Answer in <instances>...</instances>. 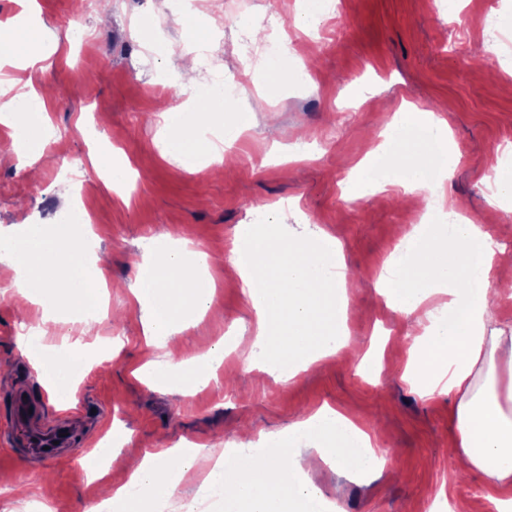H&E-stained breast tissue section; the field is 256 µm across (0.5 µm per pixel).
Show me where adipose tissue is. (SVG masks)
I'll use <instances>...</instances> for the list:
<instances>
[{
  "mask_svg": "<svg viewBox=\"0 0 512 512\" xmlns=\"http://www.w3.org/2000/svg\"><path fill=\"white\" fill-rule=\"evenodd\" d=\"M224 101L223 87L203 91L191 112L163 111L174 135L166 143L171 154L195 148L190 134L203 116ZM0 122L12 128V148L25 165L42 157L45 128L43 104L34 92L14 95L0 109ZM384 140L357 172L379 188L400 187L413 193L426 188L441 193L437 173L448 169L451 139L447 125L418 108L400 113L383 132ZM413 247L405 267L379 295L387 306L413 314L435 295L448 299V317L430 322L411 347L392 345L387 356L404 365L416 388L431 397L454 393L451 451L458 472L480 473L483 493L459 501L454 512H512V319L497 316L493 285L512 288V256L477 225L437 224L412 231ZM84 241L41 224H19L0 232V262L26 264L17 282L19 293L43 308L57 307L56 286L69 288L66 309L80 315L100 305L101 291L85 274ZM205 253L184 240L157 253L141 277L134 296L143 312L145 333L154 345L172 352L184 323L205 316L212 304V285L194 262ZM231 261L255 311L256 341L266 351L269 375L287 367L289 376L310 372L343 351L359 364L366 355L354 349L347 330L348 290L340 272L342 248L318 232L311 242L296 243L273 225H238ZM43 332L23 337L22 349L39 364L57 398H66L84 368L87 350L81 343L51 347ZM224 361L223 345L199 355L183 351L164 371L151 370V380L193 395L205 378L216 376ZM371 364V363H368ZM379 381L382 363L371 364ZM183 460L171 473L163 453H147L127 466V480L107 501L110 512H133L136 504L172 497L193 479L197 457ZM331 461L339 468L368 473L384 462L378 437L353 409L319 408L294 424L286 443L268 448L259 460L236 457L211 470L208 484L224 500L225 512H321L320 488L303 479L309 462Z\"/></svg>",
  "mask_w": 512,
  "mask_h": 512,
  "instance_id": "1",
  "label": "adipose tissue"
}]
</instances>
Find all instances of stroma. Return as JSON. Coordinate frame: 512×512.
Instances as JSON below:
<instances>
[{
  "mask_svg": "<svg viewBox=\"0 0 512 512\" xmlns=\"http://www.w3.org/2000/svg\"><path fill=\"white\" fill-rule=\"evenodd\" d=\"M42 59L22 69L45 102L53 130L64 145L49 142L38 178L21 170L14 152L0 149V226L58 224L70 205L57 178L81 170L96 226L97 252L107 255L111 282L102 320L86 329L87 343L112 347L111 359L93 363L79 376L67 405L54 401L18 346L24 322L36 321L51 344L62 341L75 320L34 310L17 297L13 269L0 264V369L13 383L0 388V474L35 482L50 472V493L31 499L0 496V512H33L49 502L51 512H93L89 503L111 495L125 480L121 463L108 478L91 477L82 461L48 462L31 456L8 427L13 397L28 395L45 414L68 412L82 447L96 448L108 430L120 429V455L158 452L189 441L207 445L196 478L180 485L171 512L202 501L206 512H224L206 477L228 448L254 441L314 413L323 405H357L380 433L388 457L380 474L358 479L325 465L309 467L328 512H432L436 501H458L481 490L476 475L449 484L454 395L421 397L403 366L385 364L380 384L362 380L353 361L334 360L317 374L274 381L255 368V314L239 288L229 260L235 229L262 212L288 233L320 230L342 245L347 269L348 328L363 349L382 336L411 343L415 319L380 302L376 292L384 258L397 229L414 216L397 187L353 198L357 164L381 143V135L404 105L437 112L446 122L459 160L444 181L447 199H462L476 224L490 225L501 244L512 245V205L487 199L485 172L512 164V60L491 55L495 30L512 33V0H461L449 14L448 0H342V15L303 35L299 83L272 80L257 65L255 94L228 97L209 125L240 123L239 149L215 176L201 149L174 160L160 103L169 92L155 86L179 70L190 52L187 35L171 16L181 0H101L99 13L81 12L75 0H38ZM196 23L213 30L224 22L220 66L233 78L242 63L236 16L260 15L263 0H204ZM129 166L124 188L101 182L100 143ZM200 243L221 257L210 274L211 310L186 332L199 352L223 343L229 356L224 380L195 394L149 384L141 373L162 349L150 345L133 290L152 238Z\"/></svg>",
  "mask_w": 512,
  "mask_h": 512,
  "instance_id": "1",
  "label": "stroma"
}]
</instances>
